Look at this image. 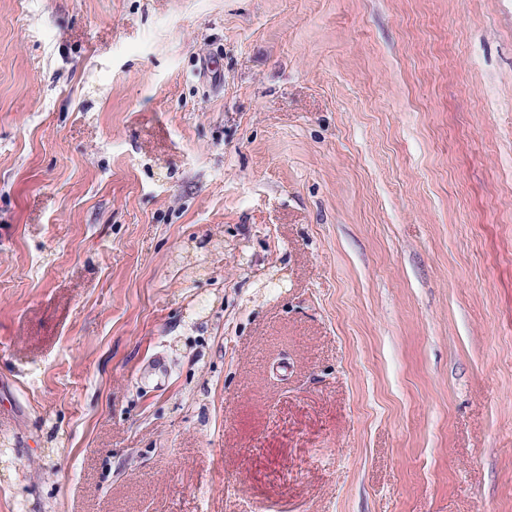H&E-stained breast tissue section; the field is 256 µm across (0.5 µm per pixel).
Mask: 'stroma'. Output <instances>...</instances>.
Here are the masks:
<instances>
[{
    "label": "stroma",
    "mask_w": 512,
    "mask_h": 512,
    "mask_svg": "<svg viewBox=\"0 0 512 512\" xmlns=\"http://www.w3.org/2000/svg\"><path fill=\"white\" fill-rule=\"evenodd\" d=\"M0 512H512V0H0Z\"/></svg>",
    "instance_id": "obj_1"
}]
</instances>
